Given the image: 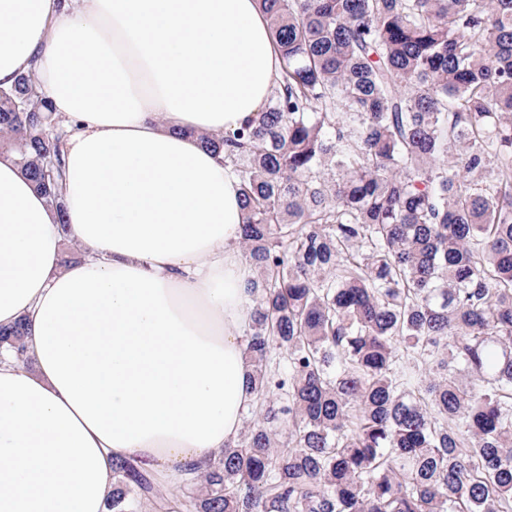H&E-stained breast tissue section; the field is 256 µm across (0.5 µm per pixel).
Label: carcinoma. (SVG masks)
Segmentation results:
<instances>
[{"instance_id":"1","label":"carcinoma","mask_w":512,"mask_h":512,"mask_svg":"<svg viewBox=\"0 0 512 512\" xmlns=\"http://www.w3.org/2000/svg\"><path fill=\"white\" fill-rule=\"evenodd\" d=\"M259 2L278 85L202 137L240 180L256 398L179 503L122 458L106 508L512 512V0ZM69 134L33 73L0 89L60 214Z\"/></svg>"}]
</instances>
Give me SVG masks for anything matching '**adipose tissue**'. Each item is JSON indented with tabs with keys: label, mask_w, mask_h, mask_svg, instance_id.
Returning a JSON list of instances; mask_svg holds the SVG:
<instances>
[{
	"label": "adipose tissue",
	"mask_w": 512,
	"mask_h": 512,
	"mask_svg": "<svg viewBox=\"0 0 512 512\" xmlns=\"http://www.w3.org/2000/svg\"><path fill=\"white\" fill-rule=\"evenodd\" d=\"M31 69L72 128L69 232L0 155V325L30 359L0 358V512H106L113 460L182 482L254 400L239 179L197 136L254 117L281 58L257 0H0V88ZM27 336V324L24 320H18L12 325L0 326V347L10 352L16 358H21L25 350V338Z\"/></svg>",
	"instance_id": "adipose-tissue-1"
}]
</instances>
